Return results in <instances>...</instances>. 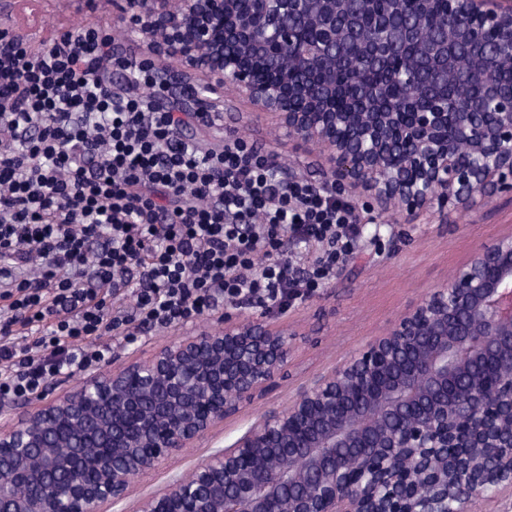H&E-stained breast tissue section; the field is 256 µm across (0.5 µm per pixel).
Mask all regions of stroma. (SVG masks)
I'll return each mask as SVG.
<instances>
[{
  "label": "stroma",
  "mask_w": 512,
  "mask_h": 512,
  "mask_svg": "<svg viewBox=\"0 0 512 512\" xmlns=\"http://www.w3.org/2000/svg\"><path fill=\"white\" fill-rule=\"evenodd\" d=\"M38 39H54L68 30L100 25L109 27L124 52L141 57L139 37L128 34L112 16V0H41ZM223 133L246 139L275 155L282 171L313 183L325 182L318 150H296L286 144L268 121L256 117L252 108L232 90L222 95ZM352 203L368 225L379 232L378 241L363 240L359 254L339 268L336 277L320 294L285 311L267 314L273 325L292 335L288 366L282 379L250 403L225 416L222 423L195 447L184 449L158 471L139 481L134 497L157 491L172 478L188 473L215 450L231 445L268 411L282 410L317 377L342 365L386 329L423 293L448 278L479 246L512 233V199L499 196L465 215L449 212L447 219L423 216L414 223L380 209L358 194ZM216 314L188 326L151 329L134 339L102 336L112 356L101 373L111 367L149 354L157 347L180 339L186 331L218 329Z\"/></svg>",
  "instance_id": "obj_1"
}]
</instances>
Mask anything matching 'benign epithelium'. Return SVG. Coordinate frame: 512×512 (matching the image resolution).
<instances>
[{
    "label": "benign epithelium",
    "instance_id": "7a95c632",
    "mask_svg": "<svg viewBox=\"0 0 512 512\" xmlns=\"http://www.w3.org/2000/svg\"><path fill=\"white\" fill-rule=\"evenodd\" d=\"M369 0H115L142 35L159 83L185 104L217 108L231 87L275 117L297 148L317 145L326 188L362 190L408 222L512 197V92L489 80L512 59V0H453L454 26L427 52L423 18L399 29L360 25ZM309 27L329 40L303 46ZM502 35L499 55L463 51ZM294 48L279 79L254 61ZM360 72L404 61L398 78L422 101L387 112H338L334 62ZM467 99L448 93L449 65ZM288 330L230 319L189 333L38 403L0 405V512H105L136 483L205 438L268 389L288 365ZM62 424L78 426L58 451ZM512 490V234L477 248L390 328L340 367L266 413L232 446L140 499L134 512H458L486 481Z\"/></svg>",
    "mask_w": 512,
    "mask_h": 512
}]
</instances>
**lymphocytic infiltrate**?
Segmentation results:
<instances>
[{"mask_svg":"<svg viewBox=\"0 0 512 512\" xmlns=\"http://www.w3.org/2000/svg\"><path fill=\"white\" fill-rule=\"evenodd\" d=\"M114 49L101 26L36 55L0 36L1 402L107 363V333L291 306L357 250L350 202L243 138H183L223 113L163 106L151 63Z\"/></svg>","mask_w":512,"mask_h":512,"instance_id":"lymphocytic-infiltrate-1","label":"lymphocytic infiltrate"}]
</instances>
